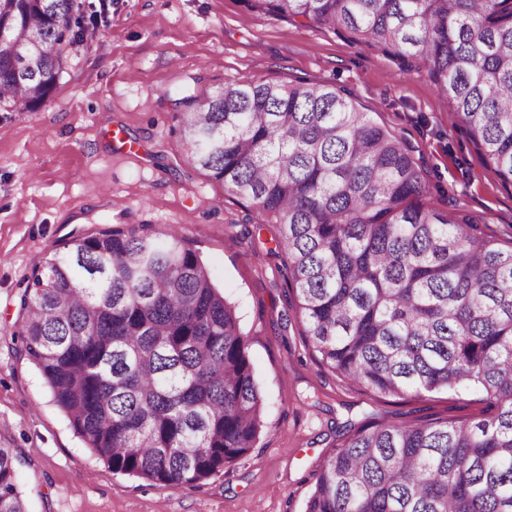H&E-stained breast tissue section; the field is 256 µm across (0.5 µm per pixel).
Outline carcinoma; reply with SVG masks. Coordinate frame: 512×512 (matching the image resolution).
<instances>
[{"instance_id":"1","label":"carcinoma","mask_w":512,"mask_h":512,"mask_svg":"<svg viewBox=\"0 0 512 512\" xmlns=\"http://www.w3.org/2000/svg\"><path fill=\"white\" fill-rule=\"evenodd\" d=\"M424 64L512 186V0H257ZM78 0L0 3V103L35 112L86 33ZM37 40L28 67L10 48ZM186 162L278 225L291 304L322 366L372 393L470 391L477 420L377 423L327 455L306 512H512V247L427 201L407 145L352 94L305 80L177 99ZM20 354L115 474L168 489L256 447L264 400L235 307L182 238L102 228L35 268ZM0 447V512H28Z\"/></svg>"}]
</instances>
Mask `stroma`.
<instances>
[{
  "mask_svg": "<svg viewBox=\"0 0 512 512\" xmlns=\"http://www.w3.org/2000/svg\"><path fill=\"white\" fill-rule=\"evenodd\" d=\"M94 40L70 50L49 101L0 104V447L17 454L30 512H305L321 459L375 423L481 416L469 392L382 396L345 385L308 345L289 303L275 225L183 164L174 98L224 82L335 84L403 139L433 207L512 240L503 187L447 99L423 74L363 39L303 27L254 0H108ZM121 131L122 141L112 139ZM123 201L121 209L110 198ZM106 224L184 238L213 272L250 341L266 429L224 476L166 489L113 473L74 433L44 379L19 357V300L63 242Z\"/></svg>",
  "mask_w": 512,
  "mask_h": 512,
  "instance_id": "stroma-1",
  "label": "stroma"
}]
</instances>
